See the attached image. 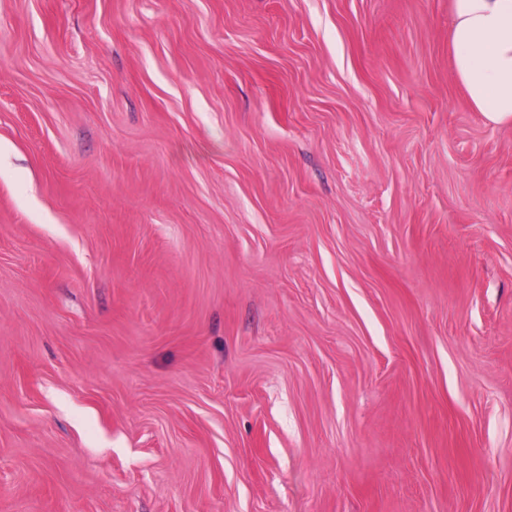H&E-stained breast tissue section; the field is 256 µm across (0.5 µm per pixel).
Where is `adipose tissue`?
Segmentation results:
<instances>
[{"label": "adipose tissue", "mask_w": 512, "mask_h": 512, "mask_svg": "<svg viewBox=\"0 0 512 512\" xmlns=\"http://www.w3.org/2000/svg\"><path fill=\"white\" fill-rule=\"evenodd\" d=\"M448 51L475 111L512 124V0H449Z\"/></svg>", "instance_id": "obj_1"}]
</instances>
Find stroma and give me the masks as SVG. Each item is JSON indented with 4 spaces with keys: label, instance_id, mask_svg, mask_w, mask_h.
<instances>
[{
    "label": "stroma",
    "instance_id": "obj_1",
    "mask_svg": "<svg viewBox=\"0 0 512 512\" xmlns=\"http://www.w3.org/2000/svg\"><path fill=\"white\" fill-rule=\"evenodd\" d=\"M0 512H512L448 0H0Z\"/></svg>",
    "mask_w": 512,
    "mask_h": 512
}]
</instances>
